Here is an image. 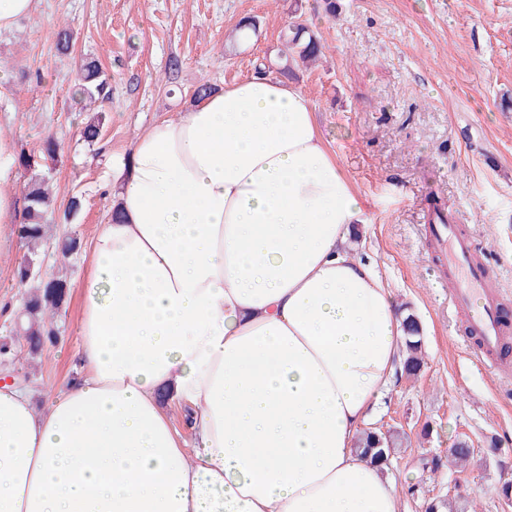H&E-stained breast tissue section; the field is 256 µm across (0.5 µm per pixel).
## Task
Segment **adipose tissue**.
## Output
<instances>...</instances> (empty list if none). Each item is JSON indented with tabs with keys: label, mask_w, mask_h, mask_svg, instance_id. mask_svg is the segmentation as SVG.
Here are the masks:
<instances>
[{
	"label": "adipose tissue",
	"mask_w": 512,
	"mask_h": 512,
	"mask_svg": "<svg viewBox=\"0 0 512 512\" xmlns=\"http://www.w3.org/2000/svg\"><path fill=\"white\" fill-rule=\"evenodd\" d=\"M0 135V225L22 213ZM75 379L0 386V512H401L356 452L403 315L346 240L361 202L308 96L257 74L112 167ZM191 426L184 439L169 412Z\"/></svg>",
	"instance_id": "adipose-tissue-1"
}]
</instances>
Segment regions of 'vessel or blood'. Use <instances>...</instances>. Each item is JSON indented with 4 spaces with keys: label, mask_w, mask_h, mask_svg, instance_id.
Segmentation results:
<instances>
[{
    "label": "vessel or blood",
    "mask_w": 512,
    "mask_h": 512,
    "mask_svg": "<svg viewBox=\"0 0 512 512\" xmlns=\"http://www.w3.org/2000/svg\"><path fill=\"white\" fill-rule=\"evenodd\" d=\"M429 230L447 249L445 260L451 304L461 309L471 302L481 301L482 308L469 319L467 331L475 338L480 357H494L507 334L500 320V309L505 302L501 290L494 288L489 280L472 235L461 233L452 222L430 225Z\"/></svg>",
    "instance_id": "1"
}]
</instances>
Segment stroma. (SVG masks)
<instances>
[{"instance_id":"obj_1","label":"stroma","mask_w":512,"mask_h":512,"mask_svg":"<svg viewBox=\"0 0 512 512\" xmlns=\"http://www.w3.org/2000/svg\"><path fill=\"white\" fill-rule=\"evenodd\" d=\"M328 17L316 0H40L35 15L0 34V66L13 88L0 98V134L17 152L41 159L54 196L50 238L40 248L45 277L78 287L81 252L62 257L64 234L88 246L112 212V162L154 121L191 105L203 83L221 88L276 62L280 35L302 13L324 45L318 65L299 69L320 133L362 202L356 247L388 284L398 305L417 315L426 351L418 380L397 377L376 423L402 446L386 474L401 512H425L448 496L469 512H512L499 494L512 483V378L490 370L466 335L468 312L448 300V268L428 224L434 207L476 232L494 284L512 301V0H340ZM252 17L257 31L231 32ZM73 40L57 51L54 32ZM109 78L102 134L91 147L81 130L93 114L73 96L82 59ZM177 73H170L171 63ZM60 144L43 156L45 136ZM83 210L62 218L72 196ZM24 247L0 257V345L13 351L35 401L75 375L78 295L55 314L56 341L36 355L14 338L20 298L14 266ZM474 457L461 472L424 470L421 454H447L457 441Z\"/></svg>"}]
</instances>
